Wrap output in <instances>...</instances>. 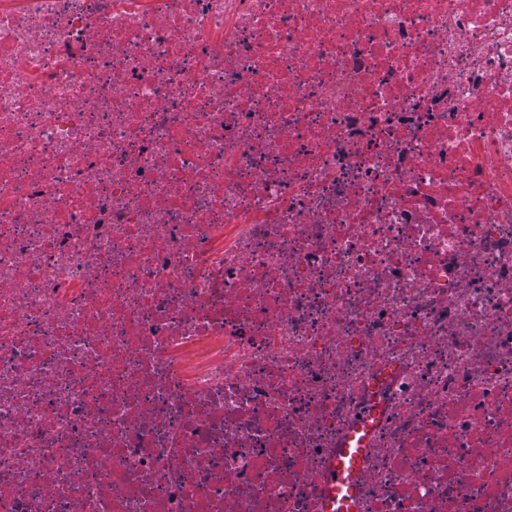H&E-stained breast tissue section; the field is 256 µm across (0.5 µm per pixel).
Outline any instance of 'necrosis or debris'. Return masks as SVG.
Masks as SVG:
<instances>
[{"label":"necrosis or debris","instance_id":"4bbe7bcc","mask_svg":"<svg viewBox=\"0 0 512 512\" xmlns=\"http://www.w3.org/2000/svg\"><path fill=\"white\" fill-rule=\"evenodd\" d=\"M512 512V0H0V512Z\"/></svg>","mask_w":512,"mask_h":512}]
</instances>
